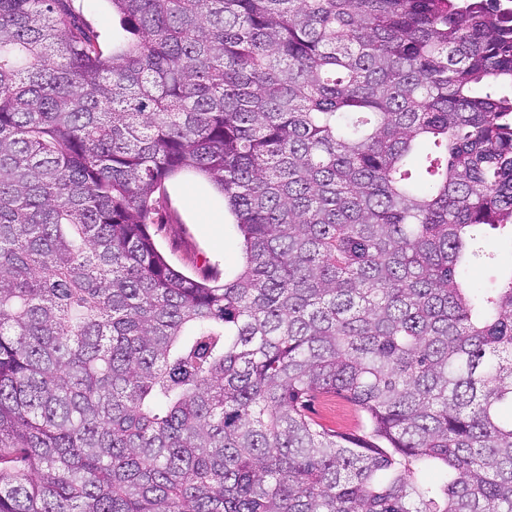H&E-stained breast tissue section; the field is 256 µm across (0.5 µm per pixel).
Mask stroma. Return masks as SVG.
Instances as JSON below:
<instances>
[{
  "label": "stroma",
  "mask_w": 512,
  "mask_h": 512,
  "mask_svg": "<svg viewBox=\"0 0 512 512\" xmlns=\"http://www.w3.org/2000/svg\"><path fill=\"white\" fill-rule=\"evenodd\" d=\"M72 4L80 19L100 34L104 51H111L121 29L109 0H72ZM161 197L162 228L156 241L172 265L188 274L206 263L222 271L238 266L241 241L221 193L200 176L183 172L166 182ZM308 414L322 427L345 435L363 431L361 413L332 393L317 396Z\"/></svg>",
  "instance_id": "35a3bbf8"
}]
</instances>
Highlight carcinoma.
<instances>
[{
    "label": "carcinoma",
    "mask_w": 512,
    "mask_h": 512,
    "mask_svg": "<svg viewBox=\"0 0 512 512\" xmlns=\"http://www.w3.org/2000/svg\"><path fill=\"white\" fill-rule=\"evenodd\" d=\"M108 2L0 0V512H512V10ZM183 171L229 278L155 242ZM72 4L80 19L101 35L104 51L112 53V39L115 42L122 32L110 3L106 0H72ZM162 223L155 237L170 263L187 274H195L205 260L224 270L235 269L240 261L241 241L224 196L200 176L182 172L165 183L160 193ZM219 220L220 232L214 222ZM308 414L322 427L345 435L359 436L364 430L361 413L336 394L317 396Z\"/></svg>",
    "instance_id": "obj_1"
}]
</instances>
